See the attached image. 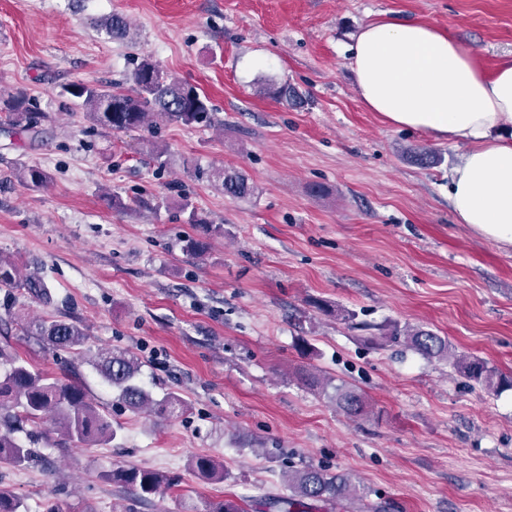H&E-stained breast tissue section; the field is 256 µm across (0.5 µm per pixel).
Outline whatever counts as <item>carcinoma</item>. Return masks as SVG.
Segmentation results:
<instances>
[{
	"instance_id": "1",
	"label": "carcinoma",
	"mask_w": 512,
	"mask_h": 512,
	"mask_svg": "<svg viewBox=\"0 0 512 512\" xmlns=\"http://www.w3.org/2000/svg\"><path fill=\"white\" fill-rule=\"evenodd\" d=\"M106 32L115 37H127L129 23L114 13L103 23ZM127 80L131 93L114 91L108 86L89 82L64 85L59 95L80 106L86 118L115 136L134 130L154 132L162 122L184 125L212 123L209 101L198 88L168 74L150 56L143 57L130 72ZM0 114L9 126L36 127L44 119L36 99L17 93L3 100ZM226 196L248 199L254 195V185L248 177L235 169H224L211 174ZM23 185L44 186L49 175L44 170L25 168L19 175ZM181 250L191 257H200L207 250L201 239L187 237ZM11 295L22 292L46 302L50 291L37 272L21 278L15 266L0 258V291ZM381 339H399L415 353L428 361H446L468 382L492 390L501 384L497 370L479 357L460 353L448 340L430 329L406 324L380 327ZM16 335L24 336L55 351L80 355L87 343V335L77 325L52 317L33 318L16 328ZM105 383L116 391L118 399L131 411H150L159 417L182 414L186 401L177 393L169 392L160 399L143 387L138 377L142 368L140 358L124 349L101 348L93 362ZM336 407L349 417L364 412L365 399L357 389L339 384L333 386ZM31 427L30 441L56 436L62 443L103 445L113 441L116 430L107 413L88 398L85 389L76 381L40 371L10 351V345L0 346V466L26 468L37 459V451L26 447L15 438V433ZM190 466L201 477L224 481V465L210 456H195ZM102 478L119 487L135 491L143 500L158 494L162 488L176 485V478L157 470L125 465L113 467ZM288 494L265 498L271 512H304L306 501H327L353 506L365 498V489L349 473H330L313 465L290 469L283 473ZM0 512H29L23 498L0 490ZM204 512H244L233 499L206 503Z\"/></svg>"
}]
</instances>
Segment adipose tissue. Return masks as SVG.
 <instances>
[{
	"label": "adipose tissue",
	"mask_w": 512,
	"mask_h": 512,
	"mask_svg": "<svg viewBox=\"0 0 512 512\" xmlns=\"http://www.w3.org/2000/svg\"><path fill=\"white\" fill-rule=\"evenodd\" d=\"M365 106L396 127L466 143L448 199L460 223L512 248V60L479 70L447 32L380 19L349 49Z\"/></svg>",
	"instance_id": "1"
}]
</instances>
